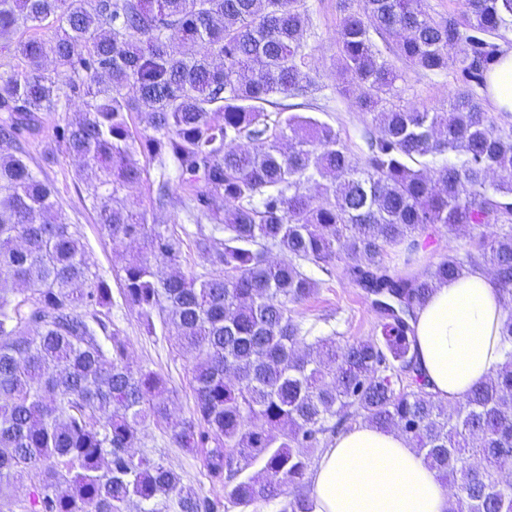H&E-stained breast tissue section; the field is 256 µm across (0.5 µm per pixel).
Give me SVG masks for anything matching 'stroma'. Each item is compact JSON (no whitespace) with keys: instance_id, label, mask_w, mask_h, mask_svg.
<instances>
[{"instance_id":"stroma-1","label":"stroma","mask_w":512,"mask_h":512,"mask_svg":"<svg viewBox=\"0 0 512 512\" xmlns=\"http://www.w3.org/2000/svg\"><path fill=\"white\" fill-rule=\"evenodd\" d=\"M309 27L304 39L311 65L317 75V88L305 97L286 98L290 112L313 115L339 129L342 139L354 157H361V133L371 123L370 114L361 112L355 105L361 94L357 85L338 86L335 73L338 62L336 44L341 14L336 0H307ZM400 77L390 99L394 103L447 111L450 94L463 81L458 66H449L439 75L414 69L398 63ZM82 109V100L72 97L66 112H46L42 115L43 129L39 136L28 138L25 149L32 168L38 169L41 178L49 181L56 198L70 223L79 225L90 263L106 273L112 288V319L126 337L129 362L133 367L146 366L162 374L170 390V411L173 420L190 416L193 408L191 367L194 352L181 349L165 334L163 328L148 331L134 312L123 306L120 275L125 263L136 255L140 246L135 242L112 244L96 222V215L86 198L85 186L76 175L77 163L65 156L55 137V132L73 114ZM156 169H149L144 180L124 188L119 197L132 210H148L153 224H186L181 211L154 210L150 207L152 184ZM189 232L182 246V263L185 269L206 271L208 264L198 253L191 237L195 225L186 224ZM293 315L313 335H335L337 341L351 342L373 335L377 316L361 293L346 281L320 275L319 285L313 295L294 306ZM133 454H147L171 464L200 494L220 499L224 496L222 483L212 481L200 456L187 453L172 443L167 430L148 426L143 437L132 448Z\"/></svg>"}]
</instances>
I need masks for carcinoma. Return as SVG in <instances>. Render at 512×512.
Here are the masks:
<instances>
[{"instance_id": "obj_1", "label": "carcinoma", "mask_w": 512, "mask_h": 512, "mask_svg": "<svg viewBox=\"0 0 512 512\" xmlns=\"http://www.w3.org/2000/svg\"><path fill=\"white\" fill-rule=\"evenodd\" d=\"M337 5L339 75L363 89L357 105L376 127L359 160L329 123L265 109L316 85L306 0H0L1 37L51 28L17 42L18 68L0 82V492L31 480L23 512H124L131 502L139 512H220L172 466L131 453L148 421L201 456L233 505L291 487L281 512H312L302 449L359 418L400 432L451 484L448 512H512L502 480L512 465V132L469 90L455 91L446 112L379 107L399 79L396 59L431 74L454 63L486 85L512 0H463L445 20L424 0ZM375 33L400 37L394 59ZM462 44L468 51L453 57ZM72 94L84 110L59 129L61 148L108 237L141 244L122 269L125 305L150 330L159 316L198 353L187 419L171 420L166 379L132 368L102 316L112 289L77 225L45 219L58 202L23 141L40 132V113L68 111ZM133 113L145 120L139 131ZM241 138L252 147H229ZM143 158L159 169L153 207L211 224L197 246L218 271L184 269L175 233L118 204L119 190L143 181ZM490 225L499 231L480 234L467 260L450 253L412 271L431 234ZM395 247L402 271L385 263ZM306 264L338 269L364 292L379 317L374 335L307 341L291 310L318 285ZM484 267L503 302L504 361L447 404L416 367L413 322L440 283Z\"/></svg>"}]
</instances>
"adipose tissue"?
<instances>
[{"mask_svg":"<svg viewBox=\"0 0 512 512\" xmlns=\"http://www.w3.org/2000/svg\"><path fill=\"white\" fill-rule=\"evenodd\" d=\"M502 312L480 270L440 284L419 310L417 360L444 402L463 397L502 362ZM310 498L313 512H448L449 491L404 436L360 422L323 451Z\"/></svg>","mask_w":512,"mask_h":512,"instance_id":"1","label":"adipose tissue"}]
</instances>
